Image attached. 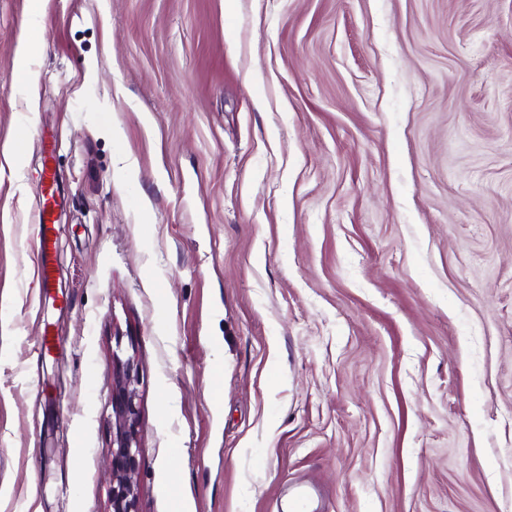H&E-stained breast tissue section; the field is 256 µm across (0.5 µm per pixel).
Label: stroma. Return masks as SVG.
Returning <instances> with one entry per match:
<instances>
[{
  "label": "stroma",
  "instance_id": "obj_1",
  "mask_svg": "<svg viewBox=\"0 0 512 512\" xmlns=\"http://www.w3.org/2000/svg\"><path fill=\"white\" fill-rule=\"evenodd\" d=\"M116 349L138 512H512V0H0V512H109ZM58 205L56 199L49 192H42L39 199L38 211L35 215V224L38 227L39 247L35 254V270L41 288L49 291L53 283V254L50 247V235L52 231L51 214L54 206Z\"/></svg>",
  "mask_w": 512,
  "mask_h": 512
}]
</instances>
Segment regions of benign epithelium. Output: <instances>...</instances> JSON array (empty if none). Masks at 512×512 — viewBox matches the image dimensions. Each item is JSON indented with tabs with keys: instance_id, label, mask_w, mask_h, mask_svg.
Here are the masks:
<instances>
[{
	"instance_id": "obj_1",
	"label": "benign epithelium",
	"mask_w": 512,
	"mask_h": 512,
	"mask_svg": "<svg viewBox=\"0 0 512 512\" xmlns=\"http://www.w3.org/2000/svg\"><path fill=\"white\" fill-rule=\"evenodd\" d=\"M115 376L112 384V484L111 512H138V475L141 466L138 445L137 376L134 358L121 360L112 354Z\"/></svg>"
}]
</instances>
